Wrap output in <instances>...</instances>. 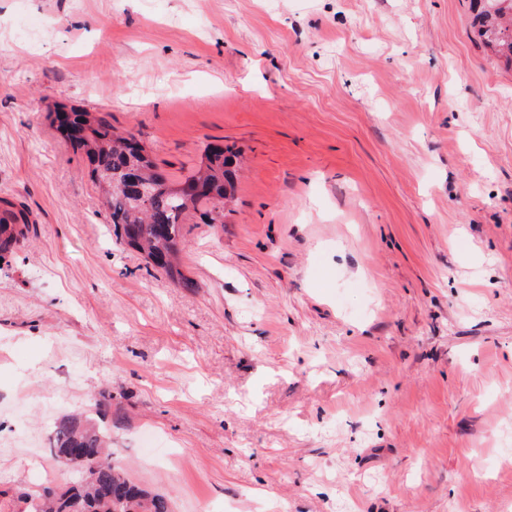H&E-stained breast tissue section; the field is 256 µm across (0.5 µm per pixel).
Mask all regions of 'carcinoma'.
<instances>
[{"instance_id":"carcinoma-1","label":"carcinoma","mask_w":512,"mask_h":512,"mask_svg":"<svg viewBox=\"0 0 512 512\" xmlns=\"http://www.w3.org/2000/svg\"><path fill=\"white\" fill-rule=\"evenodd\" d=\"M477 2L482 37L512 58V0ZM49 116L85 160L110 212L116 238L182 287H195L178 266L185 224L196 213L206 224L224 223V207L236 193L239 151L207 143L199 166L175 178L133 132H117L93 112L59 106ZM22 235L18 225L0 219V263L10 262ZM50 451L58 460L80 453L98 467L96 475L61 494L48 489L38 496H23L25 512H171L167 496L146 491L112 464L107 436L99 425L61 423Z\"/></svg>"}]
</instances>
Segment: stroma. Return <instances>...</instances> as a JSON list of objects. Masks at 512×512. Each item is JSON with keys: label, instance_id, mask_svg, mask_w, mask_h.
<instances>
[{"label": "stroma", "instance_id": "stroma-1", "mask_svg": "<svg viewBox=\"0 0 512 512\" xmlns=\"http://www.w3.org/2000/svg\"><path fill=\"white\" fill-rule=\"evenodd\" d=\"M63 105L171 173L240 149L175 285ZM0 512L73 414L172 512H512V63L471 0H0ZM18 226L25 227L24 224H6L0 218V259H2L0 269L1 264L8 266L7 263L15 253L19 237L24 235L23 230L18 229Z\"/></svg>", "mask_w": 512, "mask_h": 512}]
</instances>
